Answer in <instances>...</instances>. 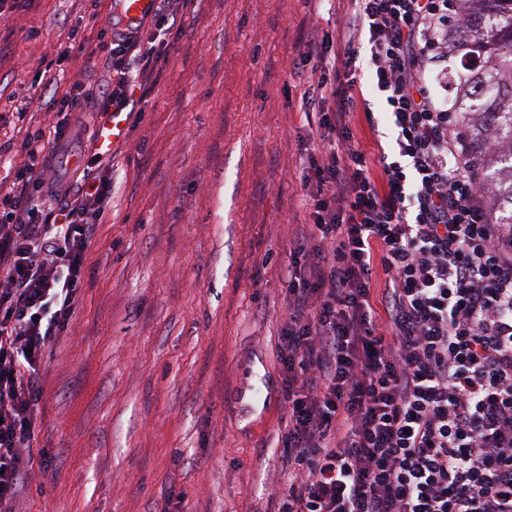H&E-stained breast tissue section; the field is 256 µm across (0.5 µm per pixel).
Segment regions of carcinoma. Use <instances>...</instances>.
<instances>
[{"instance_id": "1", "label": "carcinoma", "mask_w": 512, "mask_h": 512, "mask_svg": "<svg viewBox=\"0 0 512 512\" xmlns=\"http://www.w3.org/2000/svg\"><path fill=\"white\" fill-rule=\"evenodd\" d=\"M469 20L448 28V58L458 61L452 111L467 129L464 150L477 175L498 182L493 220L512 224V0H456Z\"/></svg>"}]
</instances>
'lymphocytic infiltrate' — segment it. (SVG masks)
<instances>
[{"label": "lymphocytic infiltrate", "mask_w": 512, "mask_h": 512, "mask_svg": "<svg viewBox=\"0 0 512 512\" xmlns=\"http://www.w3.org/2000/svg\"><path fill=\"white\" fill-rule=\"evenodd\" d=\"M159 0L136 23L112 12L111 74L74 82L62 119L26 137L22 196L0 200V512H15L34 439L46 350L70 326L110 191L103 155L75 183L47 180L86 112H125L135 67L175 23ZM329 50L341 87L309 81L323 112L311 220L294 235L278 362L287 410L280 512H512V225L486 206L456 113L429 92L447 58L448 0H354ZM371 75L392 131L369 160L350 118Z\"/></svg>", "instance_id": "lymphocytic-infiltrate-1"}]
</instances>
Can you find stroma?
I'll return each instance as SVG.
<instances>
[{"label":"stroma","mask_w":512,"mask_h":512,"mask_svg":"<svg viewBox=\"0 0 512 512\" xmlns=\"http://www.w3.org/2000/svg\"><path fill=\"white\" fill-rule=\"evenodd\" d=\"M110 5H0V198L22 140L59 119L46 102L107 78ZM350 7L184 0L110 154L112 195L47 357L18 512H277L282 274L308 221L300 142L319 132L293 61ZM74 29L84 52L46 70Z\"/></svg>","instance_id":"1"}]
</instances>
